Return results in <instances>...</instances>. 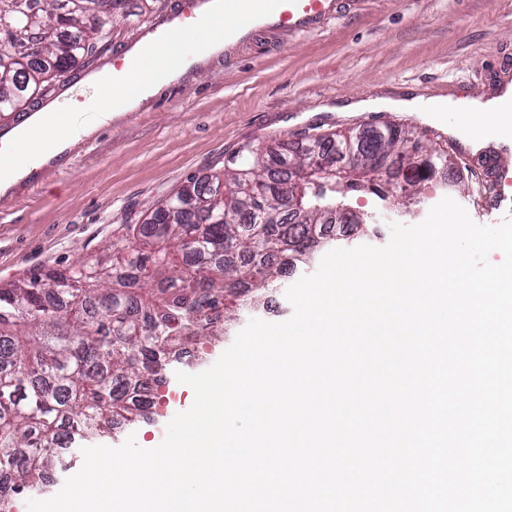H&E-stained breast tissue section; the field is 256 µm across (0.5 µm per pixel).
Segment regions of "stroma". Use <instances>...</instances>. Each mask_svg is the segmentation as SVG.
<instances>
[{
    "label": "stroma",
    "instance_id": "obj_1",
    "mask_svg": "<svg viewBox=\"0 0 512 512\" xmlns=\"http://www.w3.org/2000/svg\"><path fill=\"white\" fill-rule=\"evenodd\" d=\"M171 0L149 6L112 29L97 55L74 65L34 95L58 98L82 69L112 64L120 47L164 15ZM512 80V0H345L341 14L302 33L260 28L231 53L190 77L162 86L142 107L80 141L65 164L43 167L35 178L0 195V284L42 268L95 259L120 225L165 199L193 175L224 169V156L240 144L300 147L304 135L330 133L372 121L369 112L336 114L359 98L413 93L427 100L485 101L500 81ZM479 166L458 167L457 183L421 185L422 203L408 224L422 222L449 197L482 225L498 224L512 201H475ZM292 278L271 291L269 310L239 311L224 341L196 343V353L173 364L157 390L153 419L101 437L117 447L135 437L145 449L159 446L176 413L194 402L177 372L213 365L251 318L278 323L293 308L285 297Z\"/></svg>",
    "mask_w": 512,
    "mask_h": 512
}]
</instances>
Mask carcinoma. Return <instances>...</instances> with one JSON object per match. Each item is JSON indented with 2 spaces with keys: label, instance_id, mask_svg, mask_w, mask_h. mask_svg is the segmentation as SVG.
Wrapping results in <instances>:
<instances>
[{
  "label": "carcinoma",
  "instance_id": "1",
  "mask_svg": "<svg viewBox=\"0 0 512 512\" xmlns=\"http://www.w3.org/2000/svg\"><path fill=\"white\" fill-rule=\"evenodd\" d=\"M130 0H0V114L20 112L44 84L91 58ZM287 160L249 143L224 156L223 177L192 176L123 224L94 264L47 267L0 285V512L49 482L71 435L98 436L154 405L152 384L183 346L233 320L232 297L262 294L314 255L369 231L350 200H381L453 170L448 154L410 152L400 125L306 136ZM358 153L357 178L304 175Z\"/></svg>",
  "mask_w": 512,
  "mask_h": 512
}]
</instances>
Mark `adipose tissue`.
Returning a JSON list of instances; mask_svg holds the SVG:
<instances>
[{
  "instance_id": "adipose-tissue-1",
  "label": "adipose tissue",
  "mask_w": 512,
  "mask_h": 512,
  "mask_svg": "<svg viewBox=\"0 0 512 512\" xmlns=\"http://www.w3.org/2000/svg\"><path fill=\"white\" fill-rule=\"evenodd\" d=\"M172 50L178 55L192 56L196 64L203 66L214 56L223 53L224 36L201 26L194 31L192 38L175 43ZM137 53L136 68H103L93 75L91 83L82 82L72 87L63 102L32 115L13 130L8 137V144L19 153L20 158L12 165L0 167V194H6L19 183L35 177L49 163L63 159L67 151L90 137L98 126L112 122L122 113L136 111L153 90L177 78V71L155 65L148 53L147 43H140ZM130 82L137 84L138 91L125 98L121 105L97 110L89 121L70 117L73 102L86 97L88 88H95L96 92L102 93Z\"/></svg>"
}]
</instances>
